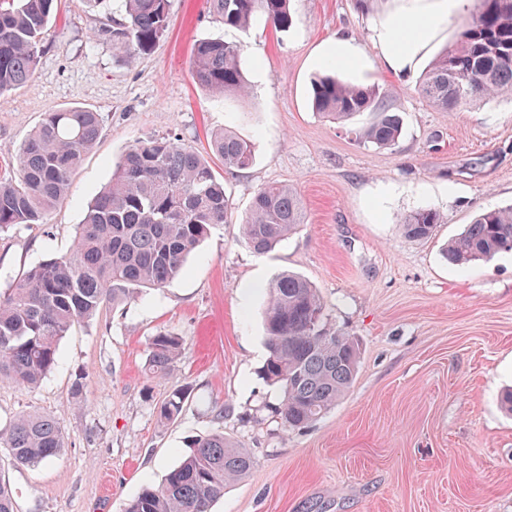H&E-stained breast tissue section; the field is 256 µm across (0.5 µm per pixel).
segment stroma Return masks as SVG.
Instances as JSON below:
<instances>
[{
    "instance_id": "35a3bbf8",
    "label": "stroma",
    "mask_w": 512,
    "mask_h": 512,
    "mask_svg": "<svg viewBox=\"0 0 512 512\" xmlns=\"http://www.w3.org/2000/svg\"><path fill=\"white\" fill-rule=\"evenodd\" d=\"M394 0H295L281 31L256 16L225 27L208 0H170L169 26L147 50L116 55L104 15L58 0L33 77L0 95V174L8 172L44 112L83 106L101 115V135L72 175L66 199L42 223L0 232V292L32 266L69 253L76 228L135 143L177 138L209 155L228 130L255 146L246 170L224 174L233 221L216 227L160 289L105 305L61 340L56 367L39 387L0 382V426L16 415L53 416L66 437L58 460L12 463L0 475L15 512H125L162 482L188 442L220 431L255 459L212 512H512V254L460 268L444 257L483 210L512 205V100H480L440 112L418 91L424 70L458 36L474 8L448 18L418 70L395 75L374 47ZM351 38L363 74L404 125L394 147L360 144L363 113L340 122L313 112L308 89L324 72L321 44ZM202 39L240 45L251 94L203 89L191 73ZM287 184L307 222L265 254L238 225L254 194ZM431 208L442 218L428 239L406 236L400 219ZM317 288L329 327L358 341L356 378L321 419L285 429L265 410L279 390L259 370L265 347L264 286L282 273ZM182 337L162 374L146 369L157 332ZM82 396L73 399L74 381ZM179 417L157 409L176 389ZM185 400L186 392L184 390L172 391L159 406V422L165 424L175 420L181 413Z\"/></svg>"
}]
</instances>
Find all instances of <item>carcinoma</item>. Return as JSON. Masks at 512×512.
Segmentation results:
<instances>
[{
    "instance_id": "obj_1",
    "label": "carcinoma",
    "mask_w": 512,
    "mask_h": 512,
    "mask_svg": "<svg viewBox=\"0 0 512 512\" xmlns=\"http://www.w3.org/2000/svg\"><path fill=\"white\" fill-rule=\"evenodd\" d=\"M54 0H0V94L28 82L35 73L41 35ZM125 14L112 19L113 50L125 57L146 50L169 24V0H125ZM293 0H209L213 15L243 28L261 14L277 28L293 22ZM241 48L222 40H200L193 49V77L209 91L246 97ZM423 97L440 112H454L477 100L512 99V0H476L461 24L459 39L423 76ZM375 85L345 83L332 73L311 84L315 112L347 120L368 112L370 122L355 132L359 142L396 144L399 113L384 104ZM100 114L84 107L52 109L21 145L13 176L0 180V232L16 224H38L65 197L71 176L97 141ZM227 172L250 168V142L221 132L210 142ZM231 203L211 161L177 139L151 138L130 148L112 180L88 207L70 253L45 259L0 295V380L35 387L57 362L61 339L108 302L118 303L140 288H163L211 229L228 223ZM305 223L301 197L289 185L260 188L245 217L243 235L259 253ZM440 214L421 209L404 215L408 236L431 237ZM512 253V206L478 214L445 250L449 263L466 267ZM264 316L269 356L260 376L277 385L282 399L266 409L288 428L316 422L355 380L359 344L327 328L324 305L304 277L286 273L267 287ZM182 341L159 332L149 343L147 368L164 372L179 356ZM186 392L172 391L160 404L162 424L182 411ZM66 447L57 421L48 414L22 413L0 429V448L26 467L59 458ZM249 452L215 432L193 440L162 483L144 489L126 512H211L226 487L253 467Z\"/></svg>"
}]
</instances>
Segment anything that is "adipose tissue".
Masks as SVG:
<instances>
[{"mask_svg": "<svg viewBox=\"0 0 512 512\" xmlns=\"http://www.w3.org/2000/svg\"><path fill=\"white\" fill-rule=\"evenodd\" d=\"M461 0H407L405 6L385 15L377 28L375 47L386 67L396 74L411 72L429 42ZM407 29L396 39V29Z\"/></svg>", "mask_w": 512, "mask_h": 512, "instance_id": "ef3b65f1", "label": "adipose tissue"}]
</instances>
